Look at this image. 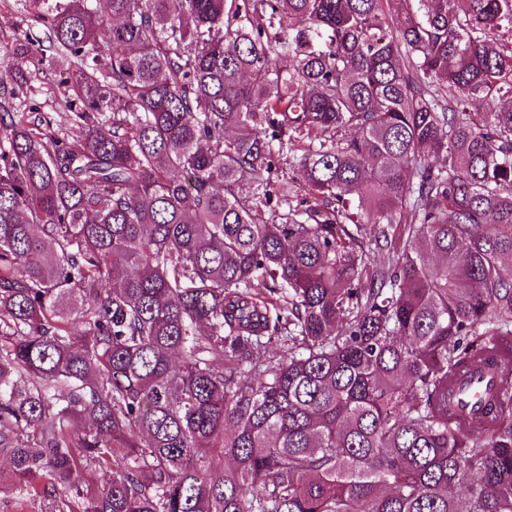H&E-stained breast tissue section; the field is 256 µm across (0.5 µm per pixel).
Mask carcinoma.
<instances>
[{
	"mask_svg": "<svg viewBox=\"0 0 512 512\" xmlns=\"http://www.w3.org/2000/svg\"><path fill=\"white\" fill-rule=\"evenodd\" d=\"M97 2L7 59L84 133L0 102V492L512 512V0ZM31 56L20 68H7L3 64L1 68L0 65V82L8 89L14 87L18 90V86H23L24 94L27 92L25 104L32 105L41 113L51 116L55 134H64L69 140L75 139L80 135V130L68 120L69 117L60 107L61 98L55 65L51 68L48 63L38 61V55ZM281 164L280 166L283 167V169L279 170V179L274 178L273 181H277L274 185V191H276L278 194H286L288 196V187L292 188V193H290V196L292 194H298L301 198V195H304V192L299 188V174L293 172V169L288 165V162H293L292 156H289L288 153H286V150L284 151V155L282 156ZM282 171V172H281ZM284 175V177L282 176ZM294 178V182L291 180V178ZM279 180V181H278Z\"/></svg>",
	"mask_w": 512,
	"mask_h": 512,
	"instance_id": "cac0c4a2",
	"label": "carcinoma"
}]
</instances>
